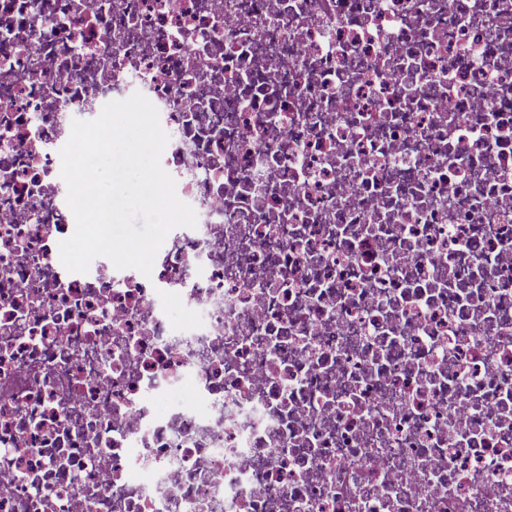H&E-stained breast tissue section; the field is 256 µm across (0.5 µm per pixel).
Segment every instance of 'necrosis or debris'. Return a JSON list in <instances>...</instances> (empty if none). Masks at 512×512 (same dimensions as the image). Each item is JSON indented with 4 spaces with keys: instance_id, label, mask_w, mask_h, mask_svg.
I'll return each instance as SVG.
<instances>
[{
    "instance_id": "4bbe7bcc",
    "label": "necrosis or debris",
    "mask_w": 512,
    "mask_h": 512,
    "mask_svg": "<svg viewBox=\"0 0 512 512\" xmlns=\"http://www.w3.org/2000/svg\"><path fill=\"white\" fill-rule=\"evenodd\" d=\"M137 92L197 223L68 271ZM0 512H512V0H0Z\"/></svg>"
}]
</instances>
